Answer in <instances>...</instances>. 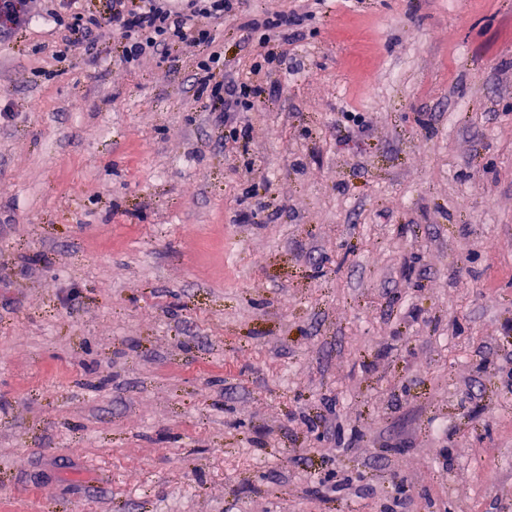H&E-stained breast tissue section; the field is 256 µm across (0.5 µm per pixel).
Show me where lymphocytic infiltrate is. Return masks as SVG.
<instances>
[{"label":"lymphocytic infiltrate","mask_w":512,"mask_h":512,"mask_svg":"<svg viewBox=\"0 0 512 512\" xmlns=\"http://www.w3.org/2000/svg\"><path fill=\"white\" fill-rule=\"evenodd\" d=\"M240 0H107L103 13L92 14L85 9L72 10L65 0H51L47 18L57 27L83 29L90 34L119 35L126 65L137 64L147 55L168 57L171 49L181 45L198 48L195 83L198 95L204 96L210 111L219 120L234 123L237 113L247 112L261 102L265 88L248 79L216 80L223 70L224 58L212 45L216 35L211 18L234 11ZM305 14L277 12L248 19L244 27L258 34L266 52L262 60L254 62V70L263 65L284 63L286 47L299 39Z\"/></svg>","instance_id":"f902f5d3"}]
</instances>
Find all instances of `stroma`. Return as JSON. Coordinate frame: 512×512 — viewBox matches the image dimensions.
Masks as SVG:
<instances>
[{"label": "stroma", "instance_id": "stroma-1", "mask_svg": "<svg viewBox=\"0 0 512 512\" xmlns=\"http://www.w3.org/2000/svg\"><path fill=\"white\" fill-rule=\"evenodd\" d=\"M44 5L0 35V512H512V0H320L233 135L197 49L60 63Z\"/></svg>", "mask_w": 512, "mask_h": 512}]
</instances>
